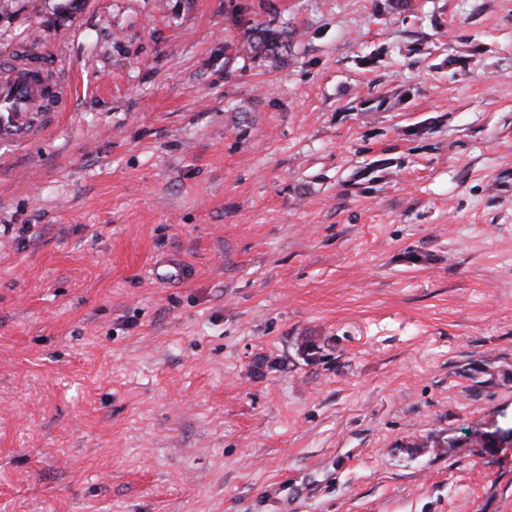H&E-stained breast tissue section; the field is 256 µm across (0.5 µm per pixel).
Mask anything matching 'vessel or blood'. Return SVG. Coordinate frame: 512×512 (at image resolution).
Returning a JSON list of instances; mask_svg holds the SVG:
<instances>
[{"instance_id": "vessel-or-blood-1", "label": "vessel or blood", "mask_w": 512, "mask_h": 512, "mask_svg": "<svg viewBox=\"0 0 512 512\" xmlns=\"http://www.w3.org/2000/svg\"><path fill=\"white\" fill-rule=\"evenodd\" d=\"M72 96V85L58 80L54 70H36L18 54L1 60L0 140H24L36 115L65 111Z\"/></svg>"}]
</instances>
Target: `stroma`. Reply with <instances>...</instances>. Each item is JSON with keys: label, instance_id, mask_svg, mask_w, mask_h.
Listing matches in <instances>:
<instances>
[{"label": "stroma", "instance_id": "35a3bbf8", "mask_svg": "<svg viewBox=\"0 0 512 512\" xmlns=\"http://www.w3.org/2000/svg\"><path fill=\"white\" fill-rule=\"evenodd\" d=\"M19 45L74 93L0 141V512H512V0H0ZM292 35L291 31L284 28L279 30L273 28H255L252 31L250 39L247 41V49L245 52H249L257 56H269L275 54L276 50L280 46H284V39L288 43V37Z\"/></svg>", "mask_w": 512, "mask_h": 512}]
</instances>
